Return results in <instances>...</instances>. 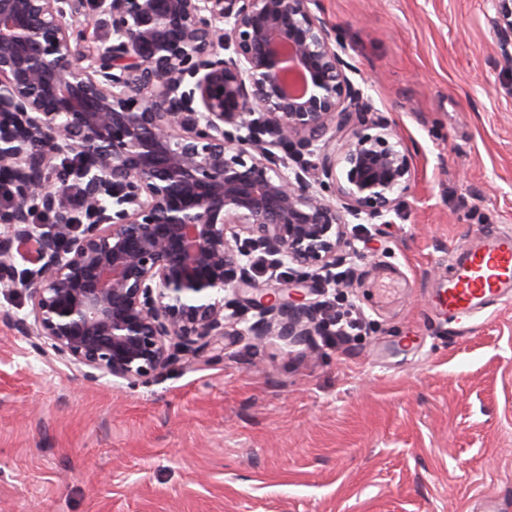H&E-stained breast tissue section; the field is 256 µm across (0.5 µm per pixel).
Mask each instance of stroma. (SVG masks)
Instances as JSON below:
<instances>
[{
    "label": "stroma",
    "instance_id": "1",
    "mask_svg": "<svg viewBox=\"0 0 512 512\" xmlns=\"http://www.w3.org/2000/svg\"><path fill=\"white\" fill-rule=\"evenodd\" d=\"M351 79L415 146L386 224H352L343 346L229 336L218 364L86 383L0 321V512H512V304L437 306L512 234V61L490 0H319Z\"/></svg>",
    "mask_w": 512,
    "mask_h": 512
}]
</instances>
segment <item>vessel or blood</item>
<instances>
[{
  "label": "vessel or blood",
  "mask_w": 512,
  "mask_h": 512,
  "mask_svg": "<svg viewBox=\"0 0 512 512\" xmlns=\"http://www.w3.org/2000/svg\"><path fill=\"white\" fill-rule=\"evenodd\" d=\"M512 282V235L503 234L484 248L469 252L440 296V303L460 316H469L481 298L502 296Z\"/></svg>",
  "instance_id": "b4317fda"
}]
</instances>
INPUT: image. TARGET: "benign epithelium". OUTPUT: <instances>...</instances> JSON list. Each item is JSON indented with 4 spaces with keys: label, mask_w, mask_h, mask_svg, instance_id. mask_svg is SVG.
<instances>
[{
    "label": "benign epithelium",
    "mask_w": 512,
    "mask_h": 512,
    "mask_svg": "<svg viewBox=\"0 0 512 512\" xmlns=\"http://www.w3.org/2000/svg\"><path fill=\"white\" fill-rule=\"evenodd\" d=\"M91 5L112 36L96 51L73 34ZM316 5L0 0V184L13 189L0 205V288L30 302L0 319L40 355L88 382L136 386L224 361L226 336L307 344L322 330L306 293L358 256L350 220L397 211L415 170ZM496 11L507 54L512 0ZM277 149L309 159L283 165ZM64 154L87 224L53 177ZM36 210L49 223H33ZM258 256L274 292L255 277ZM288 265L301 277H285ZM225 292L257 319L239 327Z\"/></svg>",
    "instance_id": "benign-epithelium-1"
}]
</instances>
